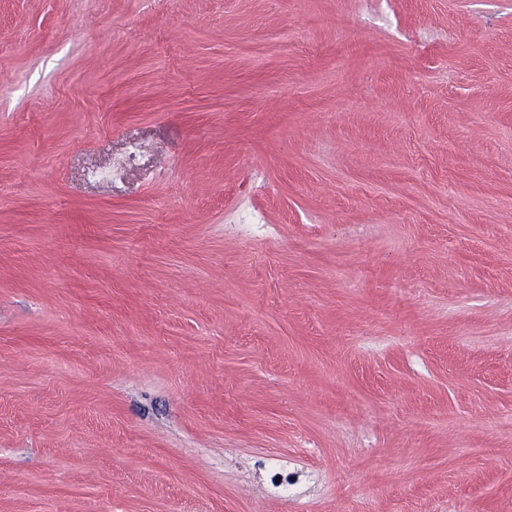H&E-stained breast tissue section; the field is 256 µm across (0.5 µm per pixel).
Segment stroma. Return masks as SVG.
<instances>
[{
  "instance_id": "1",
  "label": "stroma",
  "mask_w": 512,
  "mask_h": 512,
  "mask_svg": "<svg viewBox=\"0 0 512 512\" xmlns=\"http://www.w3.org/2000/svg\"><path fill=\"white\" fill-rule=\"evenodd\" d=\"M0 512H512V0H0Z\"/></svg>"
}]
</instances>
